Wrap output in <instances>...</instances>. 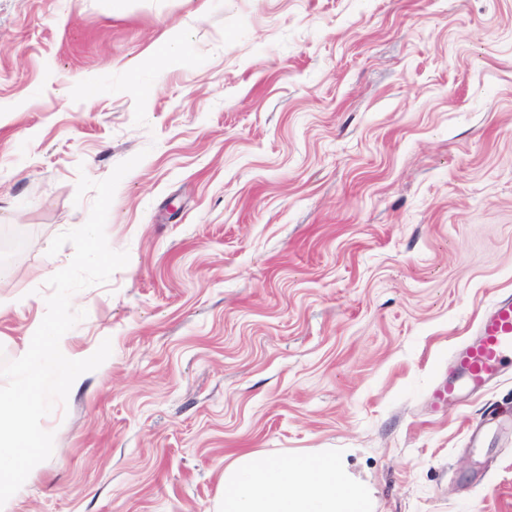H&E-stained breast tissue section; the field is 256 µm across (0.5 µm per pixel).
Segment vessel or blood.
Wrapping results in <instances>:
<instances>
[{
	"label": "vessel or blood",
	"mask_w": 512,
	"mask_h": 512,
	"mask_svg": "<svg viewBox=\"0 0 512 512\" xmlns=\"http://www.w3.org/2000/svg\"><path fill=\"white\" fill-rule=\"evenodd\" d=\"M455 380L447 392H455L459 383L479 386L512 366V297L498 300L481 317L477 336L454 357Z\"/></svg>",
	"instance_id": "1"
}]
</instances>
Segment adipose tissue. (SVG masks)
I'll use <instances>...</instances> for the list:
<instances>
[{
    "mask_svg": "<svg viewBox=\"0 0 512 512\" xmlns=\"http://www.w3.org/2000/svg\"><path fill=\"white\" fill-rule=\"evenodd\" d=\"M220 512H373L372 489L335 453L290 461L255 453L224 467Z\"/></svg>",
    "mask_w": 512,
    "mask_h": 512,
    "instance_id": "adipose-tissue-1",
    "label": "adipose tissue"
}]
</instances>
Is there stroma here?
Instances as JSON below:
<instances>
[{"label":"stroma","mask_w":512,"mask_h":512,"mask_svg":"<svg viewBox=\"0 0 512 512\" xmlns=\"http://www.w3.org/2000/svg\"><path fill=\"white\" fill-rule=\"evenodd\" d=\"M137 154L129 263L71 299L68 348L112 353L13 512H214L245 451L336 452L376 512H512V367L434 397L512 294V0H0L5 359L79 177Z\"/></svg>","instance_id":"obj_1"}]
</instances>
